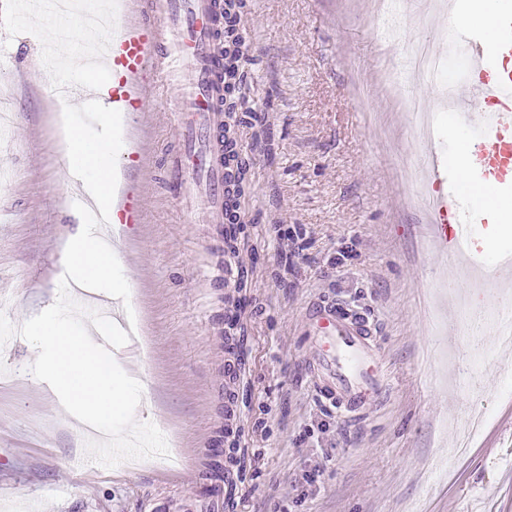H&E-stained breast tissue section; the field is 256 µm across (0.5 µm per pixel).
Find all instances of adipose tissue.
Returning a JSON list of instances; mask_svg holds the SVG:
<instances>
[{
  "mask_svg": "<svg viewBox=\"0 0 512 512\" xmlns=\"http://www.w3.org/2000/svg\"><path fill=\"white\" fill-rule=\"evenodd\" d=\"M121 148V143L111 138L94 140L74 124L65 126L64 157L68 170L81 180L86 193L103 210L112 207L116 183L112 155ZM64 255L68 287L108 292L121 278L120 256L115 248L102 241L96 225L77 224L67 238Z\"/></svg>",
  "mask_w": 512,
  "mask_h": 512,
  "instance_id": "adipose-tissue-1",
  "label": "adipose tissue"
}]
</instances>
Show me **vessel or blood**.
<instances>
[{
	"mask_svg": "<svg viewBox=\"0 0 512 512\" xmlns=\"http://www.w3.org/2000/svg\"><path fill=\"white\" fill-rule=\"evenodd\" d=\"M497 37L468 23L453 27V36L469 52L464 92L448 113L453 134L448 147L463 151L480 183L500 186L496 206L460 212L454 194L443 192V166L430 174L435 194L434 228L445 248L460 249L479 241V225L495 224L512 209V0H492ZM223 0H113L112 34L103 41L104 71L112 75V109L142 115L150 98L167 88L177 93L175 126L181 145L166 159V183L179 199L200 202L210 223L226 224L234 202L228 170L233 157L224 149L222 112L226 92L224 60L216 52L223 37L219 26ZM44 70L55 87L73 89L79 99L95 90L73 88L58 75L55 46H45ZM72 193L95 224H140L146 217L138 182H127L112 197L111 210L83 196L80 183ZM305 320L316 338L311 363L317 395L337 409L355 412L376 401L384 387L382 364L368 319L338 305L310 307Z\"/></svg>",
	"mask_w": 512,
	"mask_h": 512,
	"instance_id": "b4317fda",
	"label": "vessel or blood"
}]
</instances>
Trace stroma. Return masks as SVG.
<instances>
[{
    "label": "stroma",
    "instance_id": "1",
    "mask_svg": "<svg viewBox=\"0 0 512 512\" xmlns=\"http://www.w3.org/2000/svg\"><path fill=\"white\" fill-rule=\"evenodd\" d=\"M251 47L233 92L246 178L239 249L223 227L188 214L160 163L177 146L165 93L148 106L149 151L138 176L146 221L117 230L138 341L114 349L137 364L141 421L165 436L168 457L102 467L56 397L29 371L32 345L0 347V512H512V362L494 330L448 340L451 290L404 169L425 162L398 96L400 70L425 16L408 17L395 46L381 41L365 0H243ZM43 19L0 0V311L21 326L52 306L63 248L80 217L62 153L61 111L41 67ZM236 276L225 280L224 267ZM334 302L374 323L387 393L348 413L311 386L304 313ZM237 312V341L224 334ZM489 416L456 464L448 452L469 413ZM245 455L232 500L204 494L205 467L225 433Z\"/></svg>",
    "mask_w": 512,
    "mask_h": 512
}]
</instances>
